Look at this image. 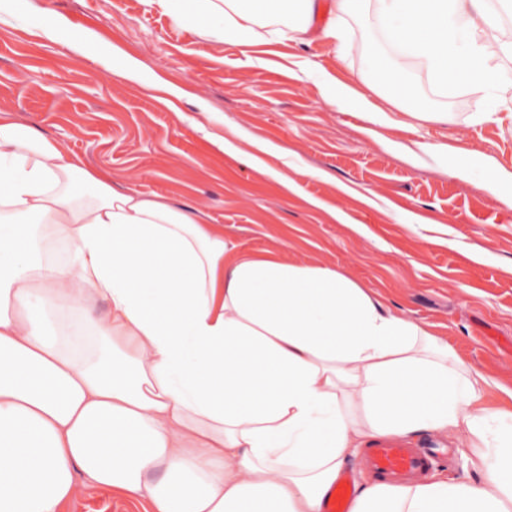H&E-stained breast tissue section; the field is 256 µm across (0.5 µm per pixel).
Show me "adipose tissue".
Here are the masks:
<instances>
[{
	"mask_svg": "<svg viewBox=\"0 0 512 512\" xmlns=\"http://www.w3.org/2000/svg\"><path fill=\"white\" fill-rule=\"evenodd\" d=\"M198 35L252 47L351 46L347 18L474 93L512 56L490 0H142ZM323 99L388 126L416 106L396 65ZM107 313H91L95 303ZM488 378L349 273L278 251L250 257L223 229L111 173L0 109V512H66L87 488L133 512H322L365 443L465 435L473 479L370 482L352 512H512V410Z\"/></svg>",
	"mask_w": 512,
	"mask_h": 512,
	"instance_id": "adipose-tissue-1",
	"label": "adipose tissue"
}]
</instances>
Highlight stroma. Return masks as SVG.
Returning a JSON list of instances; mask_svg holds the SVG:
<instances>
[{
    "label": "stroma",
    "instance_id": "1",
    "mask_svg": "<svg viewBox=\"0 0 512 512\" xmlns=\"http://www.w3.org/2000/svg\"><path fill=\"white\" fill-rule=\"evenodd\" d=\"M54 19L61 25L50 40L42 28ZM296 55L312 62L309 75H295ZM128 56L143 65L140 81L122 75ZM366 68L357 44L342 57L317 42L259 46L248 59L141 0H0V107L110 171L118 186L204 213L242 252L292 246L352 271L490 377L491 403L512 404L503 392L512 387V278L502 272L512 264V183L490 191L478 168L458 177L454 152L470 142L512 172V112L490 90H439L413 57L407 70L420 103L447 121L394 130L382 114L340 109L319 94L324 75L355 86ZM160 81L183 96L162 103ZM492 110L497 121H480ZM230 125L243 151L256 140L273 148L267 163L296 193L213 147L211 136ZM385 138L398 153L383 149ZM422 142L437 151L419 150ZM474 245L483 249L476 261Z\"/></svg>",
    "mask_w": 512,
    "mask_h": 512
}]
</instances>
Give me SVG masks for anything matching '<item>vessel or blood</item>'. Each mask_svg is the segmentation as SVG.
<instances>
[{
  "label": "vessel or blood",
  "instance_id": "obj_1",
  "mask_svg": "<svg viewBox=\"0 0 512 512\" xmlns=\"http://www.w3.org/2000/svg\"><path fill=\"white\" fill-rule=\"evenodd\" d=\"M443 452L433 448H417L400 441L379 440L366 449L365 467L372 478L400 485L420 478L442 458ZM354 484L340 479L325 498L323 512H350Z\"/></svg>",
  "mask_w": 512,
  "mask_h": 512
}]
</instances>
